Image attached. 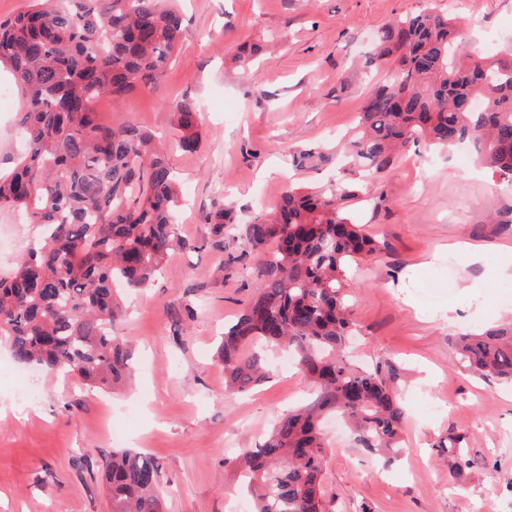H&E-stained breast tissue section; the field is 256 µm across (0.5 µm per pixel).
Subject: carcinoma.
<instances>
[{
  "instance_id": "carcinoma-1",
  "label": "carcinoma",
  "mask_w": 512,
  "mask_h": 512,
  "mask_svg": "<svg viewBox=\"0 0 512 512\" xmlns=\"http://www.w3.org/2000/svg\"><path fill=\"white\" fill-rule=\"evenodd\" d=\"M172 2L28 0L25 10L0 20V66L22 97L25 135L24 153L0 169V207L18 209L40 228L0 274V342L20 365L72 372L104 391L134 372L129 342L112 333L122 315L116 285L144 288L170 250L190 248L173 220L175 174L153 136L97 111L103 98L118 103L163 82L185 48L183 17ZM431 2L377 31L374 56L391 74L366 95L339 152L348 171L379 173L410 143L467 142L482 165L512 182V47L491 57L460 51V19ZM477 97L484 100L479 110ZM172 109L178 146L196 150L197 104L185 98ZM289 159L297 170L318 169L331 154L302 148ZM359 192L350 178L314 191L289 185L276 210L246 228L247 247L260 255V288L224 329L225 384L243 393L267 379L255 351L265 341L287 347L316 386L309 404L238 457L254 512H328L322 422L331 413L347 419L353 446L366 453L389 460L400 447L401 366L383 358L360 367L345 356L356 323L342 271L381 251L342 206ZM233 223L222 201L206 216L218 244ZM453 345L460 366L512 382V321L458 336ZM438 447L450 476L470 469L462 437L450 434ZM102 470L112 512H165L154 458L116 450L103 457Z\"/></svg>"
}]
</instances>
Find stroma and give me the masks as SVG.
I'll use <instances>...</instances> for the list:
<instances>
[{"mask_svg": "<svg viewBox=\"0 0 512 512\" xmlns=\"http://www.w3.org/2000/svg\"><path fill=\"white\" fill-rule=\"evenodd\" d=\"M464 18L460 47L490 55L512 42V0H447ZM425 0H179L186 48L160 89H138L105 119H130L165 140L179 175L174 220L194 250L172 252L145 288L122 291L128 311L116 333L129 337L135 373L123 390L90 389L76 375L38 374L32 402L17 397V364L0 347V512H110L99 465L115 448H135L162 466L167 512H239L231 462L255 448L288 410L313 391L297 370H282L279 348L264 352L270 377L246 394L224 388L219 337L256 293L257 257L245 228L274 209L287 183L319 187L336 169L295 171L287 149L332 146L348 132L384 67L364 61L389 19ZM271 53L243 65L238 44ZM196 101L201 133L191 153L174 146L172 103ZM19 95L0 99V168L19 146ZM348 205L385 252L345 271L359 332L355 364L389 357L404 370L403 442L392 463L358 452L347 429L323 425L331 447L323 490L331 512H512V385L461 368L453 336L512 319L493 308L504 284L495 274L512 248V183L479 168L464 148L411 145L367 180ZM236 215L223 246L204 222L216 197ZM482 257L471 263L457 246ZM436 290L425 306L421 290ZM455 432L472 460L457 479L437 443Z\"/></svg>", "mask_w": 512, "mask_h": 512, "instance_id": "obj_1", "label": "stroma"}]
</instances>
